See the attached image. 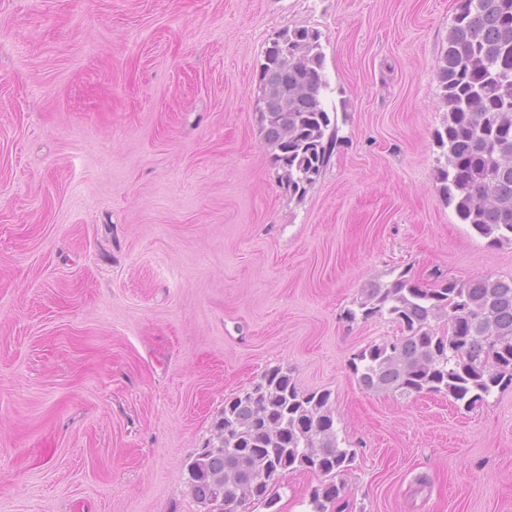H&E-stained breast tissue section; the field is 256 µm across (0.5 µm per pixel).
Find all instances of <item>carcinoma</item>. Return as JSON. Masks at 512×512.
<instances>
[{"label":"carcinoma","instance_id":"cac0c4a2","mask_svg":"<svg viewBox=\"0 0 512 512\" xmlns=\"http://www.w3.org/2000/svg\"><path fill=\"white\" fill-rule=\"evenodd\" d=\"M304 46L308 63L292 67L281 50ZM272 88L258 107L260 134L274 151L288 192L304 193L327 165L338 139L325 104L328 83L320 34L279 33L259 64ZM448 108L436 131L446 154L440 193L462 224L491 244L512 242V0H461L437 67ZM347 318H383L400 335L357 354L369 391L400 397L443 394L472 409L512 384V276L444 279L425 287L399 272L361 290ZM215 435L189 464L187 484L200 503L223 512L275 504L286 473L324 477L310 494L311 512H332L355 453L340 447L331 393L303 392L281 369L224 402Z\"/></svg>","mask_w":512,"mask_h":512}]
</instances>
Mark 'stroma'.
Masks as SVG:
<instances>
[{
  "label": "stroma",
  "instance_id": "obj_1",
  "mask_svg": "<svg viewBox=\"0 0 512 512\" xmlns=\"http://www.w3.org/2000/svg\"><path fill=\"white\" fill-rule=\"evenodd\" d=\"M457 0H0V512H207L186 465L270 369L327 390L335 512H512V385L479 408L365 390L350 321L409 270L512 275L439 192ZM319 31L338 139L290 194L253 108ZM288 472L278 512H310Z\"/></svg>",
  "mask_w": 512,
  "mask_h": 512
}]
</instances>
